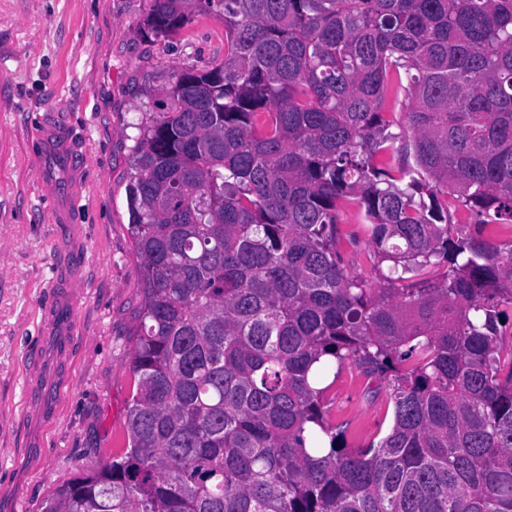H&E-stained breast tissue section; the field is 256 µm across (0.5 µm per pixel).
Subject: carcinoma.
<instances>
[{
	"instance_id": "1",
	"label": "carcinoma",
	"mask_w": 512,
	"mask_h": 512,
	"mask_svg": "<svg viewBox=\"0 0 512 512\" xmlns=\"http://www.w3.org/2000/svg\"><path fill=\"white\" fill-rule=\"evenodd\" d=\"M196 13L224 59L136 126L127 445L42 512H512V0H152L144 26ZM351 202L374 282L338 249ZM345 364L389 377L376 446L328 423Z\"/></svg>"
}]
</instances>
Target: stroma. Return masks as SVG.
<instances>
[{
  "label": "stroma",
  "instance_id": "obj_1",
  "mask_svg": "<svg viewBox=\"0 0 512 512\" xmlns=\"http://www.w3.org/2000/svg\"><path fill=\"white\" fill-rule=\"evenodd\" d=\"M151 0H0V512H41L54 489L123 448L134 386L132 338L141 268L129 233L134 125L164 111L189 67L224 56V26L200 16L165 40L147 36ZM67 130L75 167L43 155L44 119ZM72 198L83 246L69 390L48 424L27 405L24 357L43 341L41 312L57 269L54 198ZM350 272L374 279L367 222L347 207L337 227ZM389 382L346 365L326 394L349 448L393 425Z\"/></svg>",
  "mask_w": 512,
  "mask_h": 512
}]
</instances>
